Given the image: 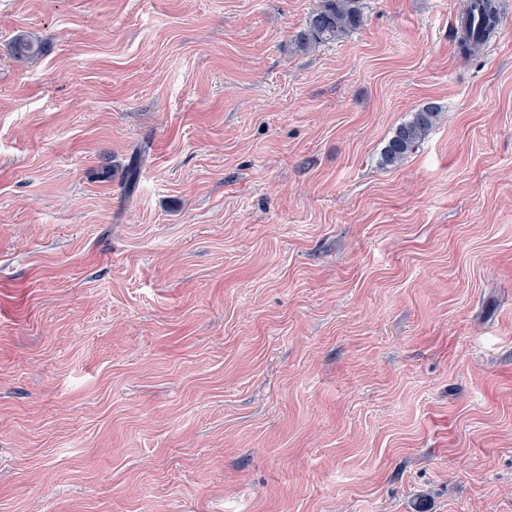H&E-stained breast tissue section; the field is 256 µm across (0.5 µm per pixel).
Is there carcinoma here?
<instances>
[{"label":"carcinoma","instance_id":"1","mask_svg":"<svg viewBox=\"0 0 512 512\" xmlns=\"http://www.w3.org/2000/svg\"><path fill=\"white\" fill-rule=\"evenodd\" d=\"M481 24L477 34L471 33L472 21L461 17L458 26L461 51L472 56L479 53L486 41L494 34L499 23L497 0H480ZM363 23L361 0H317L307 17L303 30L294 38L295 49L307 53L327 43L344 38ZM44 44L25 38H18L12 44V52L19 58L40 54ZM440 111L435 106H425L413 113L412 118L400 125L382 151L386 165L399 164L415 150L428 132L439 120ZM146 163L145 153L136 152L128 165L124 183L125 192H134L140 170Z\"/></svg>","mask_w":512,"mask_h":512}]
</instances>
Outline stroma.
<instances>
[{"mask_svg":"<svg viewBox=\"0 0 512 512\" xmlns=\"http://www.w3.org/2000/svg\"><path fill=\"white\" fill-rule=\"evenodd\" d=\"M465 2L302 53L314 0H0V512H512V0L472 58ZM440 111L435 106H425L413 113L412 118L400 125L382 151L385 165L399 164L415 150L439 120Z\"/></svg>","mask_w":512,"mask_h":512,"instance_id":"35a3bbf8","label":"stroma"}]
</instances>
